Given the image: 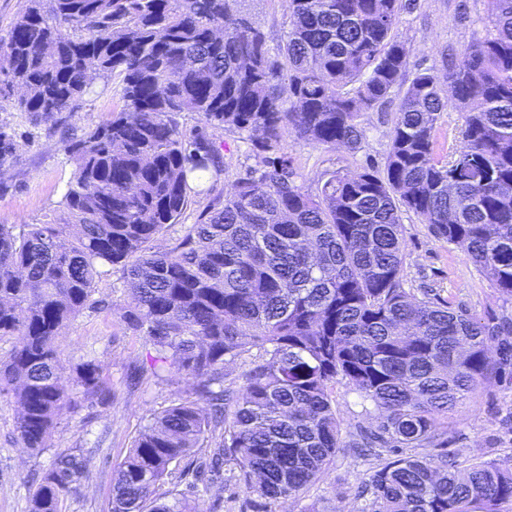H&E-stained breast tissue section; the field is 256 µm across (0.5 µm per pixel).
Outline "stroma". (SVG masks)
Masks as SVG:
<instances>
[{
    "label": "stroma",
    "mask_w": 512,
    "mask_h": 512,
    "mask_svg": "<svg viewBox=\"0 0 512 512\" xmlns=\"http://www.w3.org/2000/svg\"><path fill=\"white\" fill-rule=\"evenodd\" d=\"M245 7L270 42H278L287 31L285 0H246ZM494 34L491 0H411L394 29L407 50L410 68H431L440 74L449 59ZM121 107L111 88L87 96L81 110L59 126L39 124L27 113L0 107V131L14 142L12 153L0 164V224L59 223V203L74 171L63 149L67 135L107 122ZM396 108L392 101L365 114V138L355 151L287 137L297 183L314 195L332 173L383 168ZM214 138L225 162L220 182L211 193L193 197L178 224L159 235L156 249L174 247L212 196L230 191L255 166L251 143L237 131L219 130ZM401 224L406 245L403 286L411 296L448 302L481 322H512V297L502 296L461 249L437 238L431 225L414 213L402 212ZM93 297L98 307L84 311L56 340L61 376L71 379L81 364L94 361L112 387V399L103 406L80 403L67 410L53 429L49 447L34 451L19 440L18 408L12 397L0 394V512H28L31 492L63 450L82 455L84 474L77 493L63 498L61 512H110L113 475L139 433L168 407L196 398L191 379L154 371L151 343L124 323L126 287L121 267H112L96 282ZM332 398L343 421L341 447L317 480L296 497L272 505V512L370 508L371 497L363 488L381 460L392 458L394 452L385 447L380 455H362L358 443L364 433L377 430L378 411L341 384L333 389ZM439 430L437 439L408 449V456L427 461L445 456L462 469L489 462L512 470V360L499 365L490 382L459 398Z\"/></svg>",
    "instance_id": "35a3bbf8"
}]
</instances>
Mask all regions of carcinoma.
Segmentation results:
<instances>
[{
  "mask_svg": "<svg viewBox=\"0 0 512 512\" xmlns=\"http://www.w3.org/2000/svg\"><path fill=\"white\" fill-rule=\"evenodd\" d=\"M0 44V101L52 124L78 112L96 81L117 83L123 107L64 146L74 160L58 224H0V336L20 344L0 359L26 448L48 446L71 403L57 336L84 310L105 268L127 283L128 328L165 367L193 379L208 408L180 403L146 426L115 471L112 512H203L197 498L223 465L225 483L257 497L254 512L296 496L340 447L330 387L372 402L374 439L430 441L458 398L492 377L487 336L499 332L448 303L402 286L401 212L459 247L512 297V0H492L495 35L446 72L406 79L393 29L403 0H287L275 47L244 0H28ZM405 87L383 171L333 173L317 195L296 184L285 138L360 148L364 114ZM288 97H283V94ZM462 114V146L439 158L441 113ZM193 112L257 150L256 167L212 199L172 248L149 243L177 223L202 180L224 174L208 135L181 129ZM242 392L224 366L251 348ZM75 387L103 405L112 387L85 362ZM223 428L210 463L183 469L187 492L158 485ZM82 465L57 455L29 512H60ZM371 512H495L512 501V471L398 457L369 479Z\"/></svg>",
  "mask_w": 512,
  "mask_h": 512,
  "instance_id": "carcinoma-1",
  "label": "carcinoma"
}]
</instances>
